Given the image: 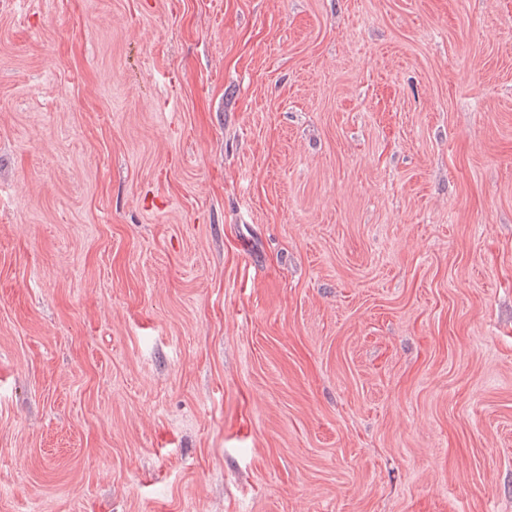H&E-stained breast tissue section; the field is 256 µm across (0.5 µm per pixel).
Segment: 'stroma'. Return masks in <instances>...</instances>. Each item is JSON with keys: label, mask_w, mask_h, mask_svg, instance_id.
<instances>
[{"label": "stroma", "mask_w": 512, "mask_h": 512, "mask_svg": "<svg viewBox=\"0 0 512 512\" xmlns=\"http://www.w3.org/2000/svg\"><path fill=\"white\" fill-rule=\"evenodd\" d=\"M0 512H512V0H0Z\"/></svg>", "instance_id": "stroma-1"}]
</instances>
